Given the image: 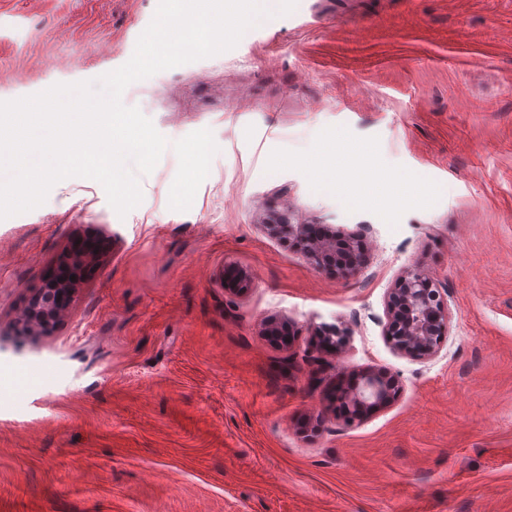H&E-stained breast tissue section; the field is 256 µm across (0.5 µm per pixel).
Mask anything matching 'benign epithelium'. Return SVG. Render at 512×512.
I'll list each match as a JSON object with an SVG mask.
<instances>
[{
    "label": "benign epithelium",
    "mask_w": 512,
    "mask_h": 512,
    "mask_svg": "<svg viewBox=\"0 0 512 512\" xmlns=\"http://www.w3.org/2000/svg\"><path fill=\"white\" fill-rule=\"evenodd\" d=\"M276 232L301 235L305 256L313 267L321 270L336 257V249L351 253L349 267L356 269L365 262L364 250L352 251L351 238L330 229L325 224H290L288 218L272 225ZM70 288L66 283L51 279L40 289L37 303H56L51 317L39 326V333L47 334L53 328L52 317L61 314L69 301ZM387 326L385 336L398 354L431 358L438 354L448 335V301L436 282L424 271L407 270L390 289L386 304ZM398 386L383 370L369 371L358 377L332 380L329 394L343 406L345 421L350 424L368 418L386 407L396 397Z\"/></svg>",
    "instance_id": "1"
}]
</instances>
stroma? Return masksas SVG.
<instances>
[{
    "label": "stroma",
    "mask_w": 512,
    "mask_h": 512,
    "mask_svg": "<svg viewBox=\"0 0 512 512\" xmlns=\"http://www.w3.org/2000/svg\"><path fill=\"white\" fill-rule=\"evenodd\" d=\"M158 2L0 0V101L121 67ZM122 101L170 144L137 207L71 177L0 220V512H512V0H304ZM200 129L219 151L175 211L171 144ZM332 138L396 195L351 204L346 167L317 188L302 157ZM275 213L362 236L366 264L316 270ZM88 237L102 250L65 314L22 333ZM410 267L448 300L425 360L384 339ZM369 369L401 392L345 423L327 386Z\"/></svg>",
    "instance_id": "obj_1"
}]
</instances>
